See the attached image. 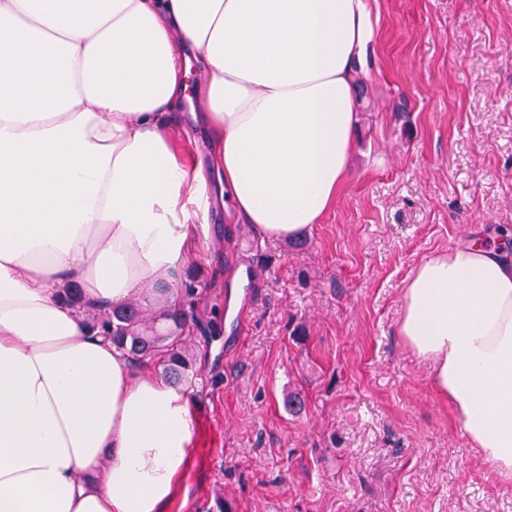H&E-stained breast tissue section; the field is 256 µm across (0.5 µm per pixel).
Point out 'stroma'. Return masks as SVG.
<instances>
[{"mask_svg": "<svg viewBox=\"0 0 512 512\" xmlns=\"http://www.w3.org/2000/svg\"><path fill=\"white\" fill-rule=\"evenodd\" d=\"M376 35L357 94L349 180L304 247L210 208L182 288L195 367L180 385L192 462L166 512H512V484L471 448L396 334L426 259L512 227V0H369ZM177 142L208 165L195 88ZM252 269L225 352L228 271ZM306 400L297 416L287 393Z\"/></svg>", "mask_w": 512, "mask_h": 512, "instance_id": "obj_1", "label": "stroma"}]
</instances>
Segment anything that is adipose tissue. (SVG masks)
Listing matches in <instances>:
<instances>
[{
	"mask_svg": "<svg viewBox=\"0 0 512 512\" xmlns=\"http://www.w3.org/2000/svg\"><path fill=\"white\" fill-rule=\"evenodd\" d=\"M373 39L369 0H0V512H164L191 463L187 398L85 312L156 288L179 303L212 200L273 240L320 223ZM189 55L209 180L168 127ZM397 334L512 483L504 240L422 262Z\"/></svg>",
	"mask_w": 512,
	"mask_h": 512,
	"instance_id": "obj_1",
	"label": "adipose tissue"
}]
</instances>
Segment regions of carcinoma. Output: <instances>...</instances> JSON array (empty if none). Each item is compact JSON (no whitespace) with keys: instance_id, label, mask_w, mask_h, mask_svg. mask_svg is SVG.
<instances>
[{"instance_id":"cac0c4a2","label":"carcinoma","mask_w":512,"mask_h":512,"mask_svg":"<svg viewBox=\"0 0 512 512\" xmlns=\"http://www.w3.org/2000/svg\"><path fill=\"white\" fill-rule=\"evenodd\" d=\"M88 317L94 323L103 321L112 344L133 361L147 363L156 357L170 382L188 380L194 344L184 335L189 320L185 308L130 304L91 310Z\"/></svg>"}]
</instances>
